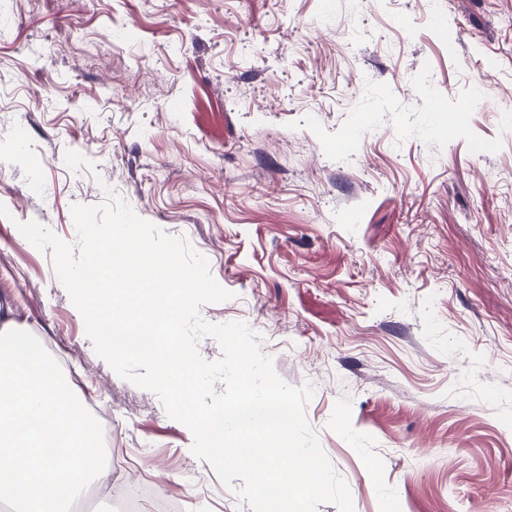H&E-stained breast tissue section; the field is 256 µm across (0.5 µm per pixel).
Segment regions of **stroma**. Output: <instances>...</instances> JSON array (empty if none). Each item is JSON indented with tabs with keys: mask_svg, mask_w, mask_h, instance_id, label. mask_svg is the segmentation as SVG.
Returning <instances> with one entry per match:
<instances>
[{
	"mask_svg": "<svg viewBox=\"0 0 512 512\" xmlns=\"http://www.w3.org/2000/svg\"><path fill=\"white\" fill-rule=\"evenodd\" d=\"M75 150L96 169L74 171ZM117 193L185 238L354 512H512V0H22L0 20V294L109 419V475L251 512L94 349L16 221Z\"/></svg>",
	"mask_w": 512,
	"mask_h": 512,
	"instance_id": "obj_1",
	"label": "stroma"
}]
</instances>
